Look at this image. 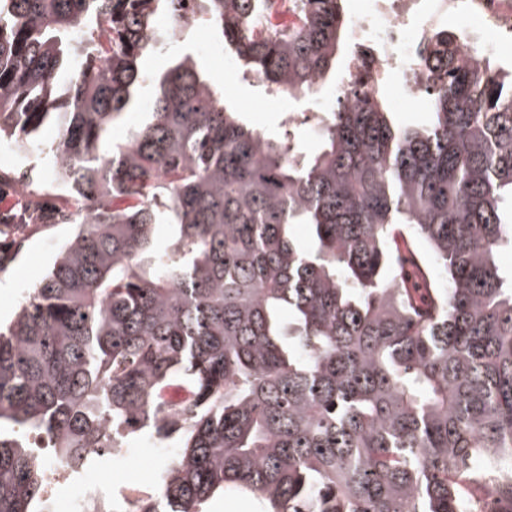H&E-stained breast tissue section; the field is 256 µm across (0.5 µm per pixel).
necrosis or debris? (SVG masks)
I'll return each instance as SVG.
<instances>
[{"label": "necrosis or debris", "instance_id": "obj_1", "mask_svg": "<svg viewBox=\"0 0 512 512\" xmlns=\"http://www.w3.org/2000/svg\"><path fill=\"white\" fill-rule=\"evenodd\" d=\"M157 27L172 45L197 40L201 52L223 57L216 42L201 39L202 24L195 0H183L177 14L161 13ZM452 35L456 57L477 66L512 43V0H352L347 27L348 54L335 88L316 89L297 99L281 89L277 100L289 122H303L318 130L338 103H353L351 83L362 79L370 90H384L396 81L404 97L424 102L427 82L423 60L433 34Z\"/></svg>", "mask_w": 512, "mask_h": 512}]
</instances>
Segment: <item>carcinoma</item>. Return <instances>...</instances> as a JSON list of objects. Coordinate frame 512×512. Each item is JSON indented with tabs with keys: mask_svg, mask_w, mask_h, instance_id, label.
Here are the masks:
<instances>
[{
	"mask_svg": "<svg viewBox=\"0 0 512 512\" xmlns=\"http://www.w3.org/2000/svg\"><path fill=\"white\" fill-rule=\"evenodd\" d=\"M182 0H0V138L51 146L74 230L0 325V512L146 430L178 451L139 512H468L512 504V72L446 49L425 117L356 79L306 151L247 128L189 56L143 68ZM237 75L336 79L341 0H199ZM128 112L146 121L120 139ZM160 224L170 226L166 243ZM297 224L312 245L300 247ZM408 229L448 285L392 275ZM206 512H259L254 499L237 494H218L205 505Z\"/></svg>",
	"mask_w": 512,
	"mask_h": 512,
	"instance_id": "cac0c4a2",
	"label": "carcinoma"
}]
</instances>
